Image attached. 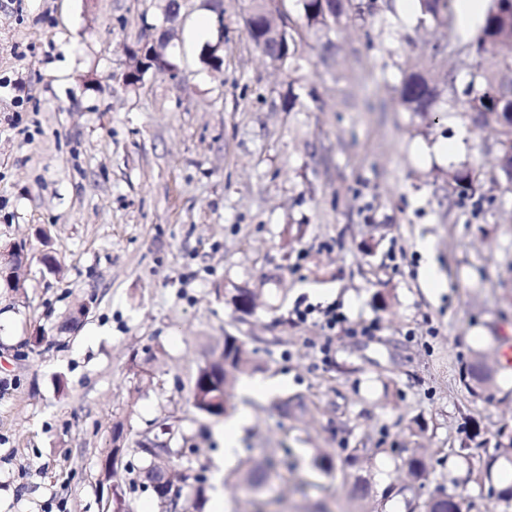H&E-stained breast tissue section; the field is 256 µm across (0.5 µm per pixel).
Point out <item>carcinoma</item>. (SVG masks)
<instances>
[{
	"label": "carcinoma",
	"instance_id": "1",
	"mask_svg": "<svg viewBox=\"0 0 512 512\" xmlns=\"http://www.w3.org/2000/svg\"><path fill=\"white\" fill-rule=\"evenodd\" d=\"M300 21L296 22L271 6L269 0H251L244 24L252 43L276 66L286 71L302 59L303 44L307 34L329 29L342 21L364 22L381 10L377 0H298ZM453 0H417L419 21L446 23L453 14ZM512 43V0H489L481 26L476 35L464 43L461 49L476 59L472 81L461 86L456 78L440 75L424 66H414L403 72L399 88L402 107L422 119H432L438 100L448 98L467 114L474 126L482 128L494 125L500 134V156L498 168L505 180L512 184V55H501L498 48ZM132 64L125 73L127 85L137 84V73L152 68L174 69L167 55V44L161 42L156 48L141 45L131 54ZM480 173L467 164L448 171V190L459 196L475 194L480 186ZM212 358L197 366L192 376L191 394L194 409L207 417H220L233 407L232 387L237 376L251 365L246 343L238 336L224 335V344ZM135 377L152 383L154 371L152 360L132 361ZM460 382L468 394L478 396L477 389L492 382V371L475 355L471 364L460 374ZM466 436L454 453L467 463L465 481L482 483L491 480L493 463L502 458L512 464V431L501 428L497 431L494 454L484 457L481 451L486 442L480 436L478 424ZM151 438L145 436L135 441L129 449L123 443V430L116 427L112 436V447L103 452V481H112V496L107 501V512H133L118 477L122 471L136 472L137 484L153 491L161 507L177 506L181 490L174 489L180 477L182 453L177 448H151ZM140 454L142 465L138 468L127 465L125 458L130 452ZM381 452L379 447H370L365 441L352 449L345 464L350 466L359 459H369ZM406 471L407 485L393 490L387 488L382 499L371 512H385L386 504L395 494L409 490L412 497L406 500L407 512H461L462 500L446 492L441 485L436 492L423 498L415 490L424 486L430 475L429 462L420 449L399 465ZM240 483L248 490H258L272 479L270 468L255 461L241 463L238 470Z\"/></svg>",
	"mask_w": 512,
	"mask_h": 512
}]
</instances>
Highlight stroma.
Wrapping results in <instances>:
<instances>
[{
    "instance_id": "35a3bbf8",
    "label": "stroma",
    "mask_w": 512,
    "mask_h": 512,
    "mask_svg": "<svg viewBox=\"0 0 512 512\" xmlns=\"http://www.w3.org/2000/svg\"><path fill=\"white\" fill-rule=\"evenodd\" d=\"M181 3L174 73L127 86L128 51L162 25L165 0H0V249L26 253L25 293L0 288V512H104L113 425L134 441L172 414L190 421L171 443L187 485L205 490L197 512H212L218 484L227 512H315L321 501L370 512L419 447L425 493L456 477L462 512H504L496 492L512 471L469 482L454 453L466 417L488 441L512 429V365L499 357L512 345V190L499 134L470 132L448 101L428 122L398 100L418 62L468 83L474 60L456 47L478 23H423L412 0H393L361 27L309 35L299 69L279 72L246 35L250 0H223V27L192 46L188 31L209 10ZM437 43L447 50L436 56ZM212 46L217 69L203 62ZM464 163L484 175L460 198L448 172ZM237 286L257 295L253 313L225 299ZM81 306L80 326L61 331ZM307 306L308 321L292 323ZM329 307L345 330L325 327ZM38 332L48 343L35 349ZM228 332L250 352L247 379L278 382L258 399L233 390L249 417L236 459L278 464L271 489L255 493L217 477L222 422L192 406L190 376ZM477 353L494 384L474 399L459 370ZM149 356L147 385L131 366ZM293 394L304 414L280 410ZM362 439L383 450L348 468L371 486L369 500L350 501L313 460L342 463Z\"/></svg>"
}]
</instances>
